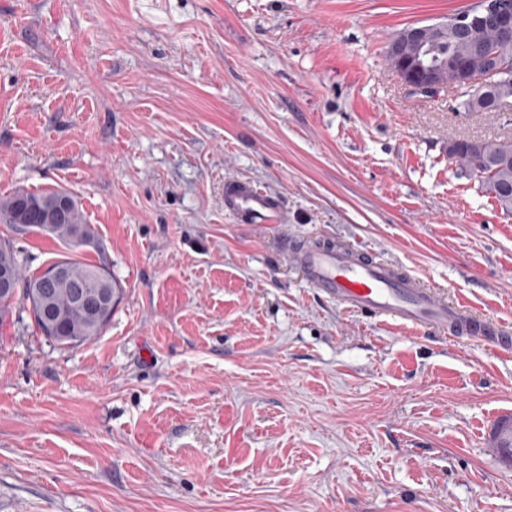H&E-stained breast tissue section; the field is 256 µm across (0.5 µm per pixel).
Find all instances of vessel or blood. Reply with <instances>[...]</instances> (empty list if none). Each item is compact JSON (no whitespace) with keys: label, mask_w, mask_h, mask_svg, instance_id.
I'll list each match as a JSON object with an SVG mask.
<instances>
[{"label":"vessel or blood","mask_w":512,"mask_h":512,"mask_svg":"<svg viewBox=\"0 0 512 512\" xmlns=\"http://www.w3.org/2000/svg\"><path fill=\"white\" fill-rule=\"evenodd\" d=\"M224 209L240 224L287 221L279 197L247 181L225 182ZM288 259L312 288L344 309L454 339L512 345V335L492 319L448 300L422 278L367 249L311 237L295 244Z\"/></svg>","instance_id":"vessel-or-blood-1"}]
</instances>
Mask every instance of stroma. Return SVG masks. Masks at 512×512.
I'll use <instances>...</instances> for the list:
<instances>
[{
	"instance_id": "35a3bbf8",
	"label": "stroma",
	"mask_w": 512,
	"mask_h": 512,
	"mask_svg": "<svg viewBox=\"0 0 512 512\" xmlns=\"http://www.w3.org/2000/svg\"><path fill=\"white\" fill-rule=\"evenodd\" d=\"M476 3L0 0V197L71 192L124 289L82 345L0 326V512H512V354L341 309L282 252L373 250L512 329V213L448 157L512 111L386 58ZM228 179L287 223H236ZM0 239L29 275L65 250Z\"/></svg>"
}]
</instances>
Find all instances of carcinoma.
Segmentation results:
<instances>
[{
  "label": "carcinoma",
  "mask_w": 512,
  "mask_h": 512,
  "mask_svg": "<svg viewBox=\"0 0 512 512\" xmlns=\"http://www.w3.org/2000/svg\"><path fill=\"white\" fill-rule=\"evenodd\" d=\"M477 7L462 10L471 14L469 28L460 32L450 15L440 23L422 26L423 42L427 44L428 60L441 74V84H425L416 93L434 96L440 90L456 85L458 64L487 75L477 93L463 100L461 107L470 112H496L512 104V37L502 38L488 21L477 19ZM407 29L399 31L391 40L388 59L393 68H399L404 58L414 48L402 44ZM448 155L467 172L477 176L486 191L493 195L502 209L512 212V139L465 140L454 139L448 143ZM66 202L62 222L45 231L33 227V215L55 208L60 201ZM0 220L21 233L46 232L61 241L69 251L51 262L65 269V277L53 285L52 309L56 318L45 314L33 316L37 329L60 346H77L97 338L112 321L119 303L121 287L112 275L104 257L103 244L87 224L74 196L66 190L27 192L17 190L0 198ZM93 251L99 261L87 262L79 255ZM24 259L9 242L0 244V266L8 267L16 275V292L13 300L0 303V324L7 322L1 314L10 312L16 302L33 303L43 274L25 276L22 273ZM76 286H86L98 297L97 316H90L75 304L72 291Z\"/></svg>",
  "instance_id": "1"
}]
</instances>
